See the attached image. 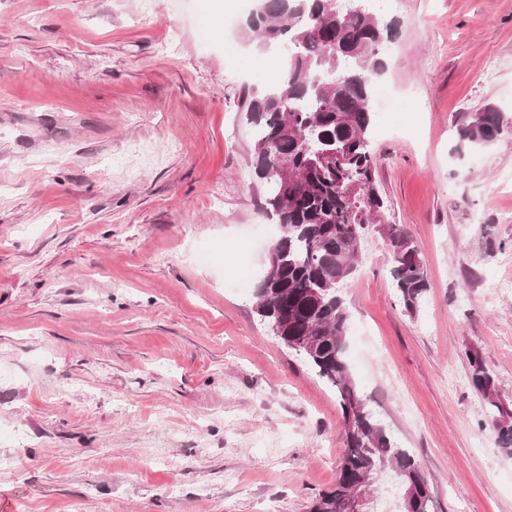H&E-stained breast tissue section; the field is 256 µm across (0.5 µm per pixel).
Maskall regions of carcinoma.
I'll use <instances>...</instances> for the list:
<instances>
[{"label": "carcinoma", "instance_id": "obj_1", "mask_svg": "<svg viewBox=\"0 0 512 512\" xmlns=\"http://www.w3.org/2000/svg\"><path fill=\"white\" fill-rule=\"evenodd\" d=\"M247 26L265 49L286 52L281 74L245 99L264 212L280 228L272 248L281 263L262 275L256 313L336 389L344 424L336 483L313 500L310 512H352L355 487L384 473L400 486L402 512H431L429 477L374 416L344 356L349 310L342 285L358 270L366 230L386 239L397 298L407 311H417L429 288L423 257L402 225L384 222L386 201L374 184V76L383 72L381 50L391 28L361 0H257ZM507 125L504 113L488 104L459 138L490 145ZM280 163L288 165L285 177L267 180ZM465 356L470 383L485 402L483 427L512 453V411L501 404L483 357L472 350Z\"/></svg>", "mask_w": 512, "mask_h": 512}]
</instances>
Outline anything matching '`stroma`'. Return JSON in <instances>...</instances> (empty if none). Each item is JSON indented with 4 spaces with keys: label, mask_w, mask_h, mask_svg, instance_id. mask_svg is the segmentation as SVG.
<instances>
[{
    "label": "stroma",
    "mask_w": 512,
    "mask_h": 512,
    "mask_svg": "<svg viewBox=\"0 0 512 512\" xmlns=\"http://www.w3.org/2000/svg\"><path fill=\"white\" fill-rule=\"evenodd\" d=\"M384 24L373 113L388 223L425 260L400 304L376 230L344 288L351 377L431 477L438 512H512V457L481 424L466 350L512 409V133L465 151L483 105L512 117V0H368ZM241 0H0V512H309L336 482L334 389L237 292L263 273L243 105L282 59ZM154 147L148 166L131 146Z\"/></svg>",
    "instance_id": "1"
}]
</instances>
